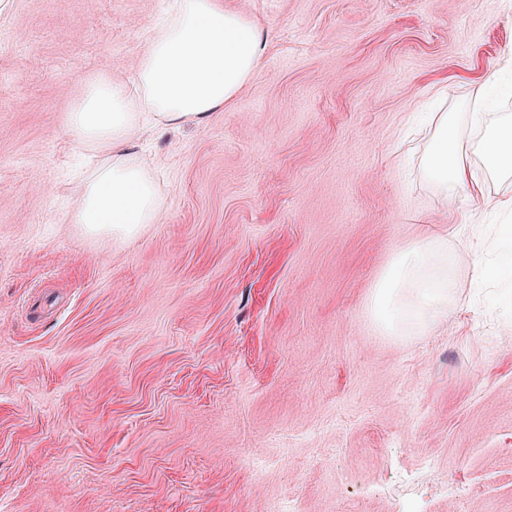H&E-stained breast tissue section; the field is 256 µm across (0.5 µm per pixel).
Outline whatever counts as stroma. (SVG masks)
<instances>
[{"mask_svg":"<svg viewBox=\"0 0 512 512\" xmlns=\"http://www.w3.org/2000/svg\"><path fill=\"white\" fill-rule=\"evenodd\" d=\"M170 2L0 0V512H512L486 243L448 240V321L396 338L365 310L406 244L504 221L404 135L506 70L512 0H224L269 33L258 70L150 135L161 223L88 236L66 96L130 75Z\"/></svg>","mask_w":512,"mask_h":512,"instance_id":"35a3bbf8","label":"stroma"}]
</instances>
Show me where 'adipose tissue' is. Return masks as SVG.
I'll list each match as a JSON object with an SVG mask.
<instances>
[{
	"mask_svg": "<svg viewBox=\"0 0 512 512\" xmlns=\"http://www.w3.org/2000/svg\"><path fill=\"white\" fill-rule=\"evenodd\" d=\"M268 34L224 0H172L137 56L128 79L101 74L75 98L65 128L76 149L97 155L98 165L74 201L75 223L91 234H135L158 223L164 200L153 160L138 153L146 124L198 127L231 103L259 66ZM473 147L454 139L457 114L432 113L424 172L446 197L467 193L477 208L488 205L469 153L496 178L512 179V115H494ZM462 254L444 236L411 242L383 270L369 313L398 336L406 323L425 327L447 318Z\"/></svg>",
	"mask_w": 512,
	"mask_h": 512,
	"instance_id": "1",
	"label": "adipose tissue"
}]
</instances>
